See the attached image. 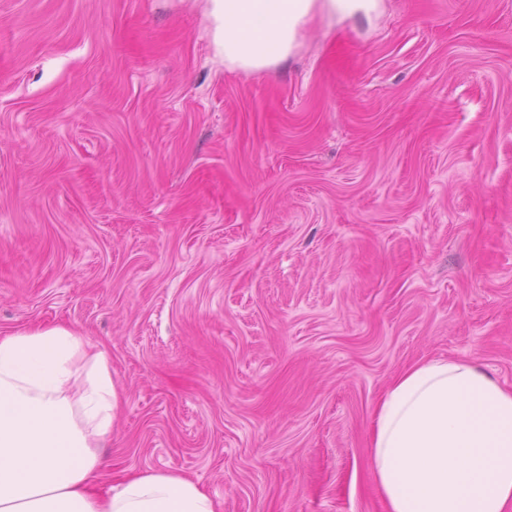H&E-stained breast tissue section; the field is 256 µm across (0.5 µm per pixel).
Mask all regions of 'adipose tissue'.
I'll list each match as a JSON object with an SVG mask.
<instances>
[{"instance_id": "ef3b65f1", "label": "adipose tissue", "mask_w": 512, "mask_h": 512, "mask_svg": "<svg viewBox=\"0 0 512 512\" xmlns=\"http://www.w3.org/2000/svg\"><path fill=\"white\" fill-rule=\"evenodd\" d=\"M225 65L285 59L315 0H211ZM117 392L106 351L64 326L0 336V512H218L200 485L146 469L100 489ZM371 468L387 512H512V391L434 359L383 395Z\"/></svg>"}]
</instances>
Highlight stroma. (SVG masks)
Returning <instances> with one entry per match:
<instances>
[{
    "label": "stroma",
    "instance_id": "obj_1",
    "mask_svg": "<svg viewBox=\"0 0 512 512\" xmlns=\"http://www.w3.org/2000/svg\"><path fill=\"white\" fill-rule=\"evenodd\" d=\"M210 12L0 0V335L107 350L105 483L386 512L397 376L512 389V0L318 5L260 71L225 68Z\"/></svg>",
    "mask_w": 512,
    "mask_h": 512
}]
</instances>
